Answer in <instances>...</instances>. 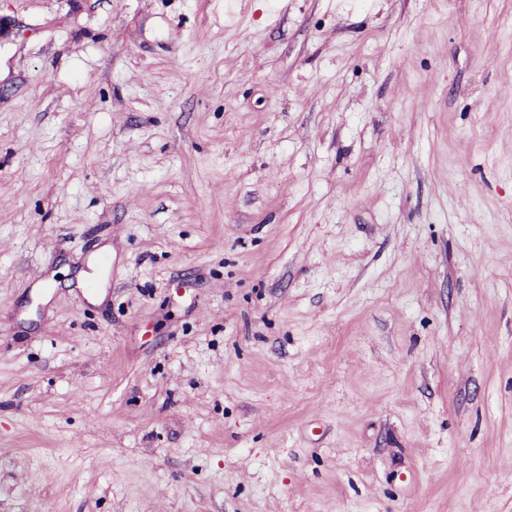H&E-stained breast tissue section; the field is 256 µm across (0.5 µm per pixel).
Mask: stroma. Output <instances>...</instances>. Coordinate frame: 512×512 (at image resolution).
<instances>
[{"label":"stroma","mask_w":512,"mask_h":512,"mask_svg":"<svg viewBox=\"0 0 512 512\" xmlns=\"http://www.w3.org/2000/svg\"><path fill=\"white\" fill-rule=\"evenodd\" d=\"M0 512H512V0H0Z\"/></svg>","instance_id":"stroma-1"}]
</instances>
